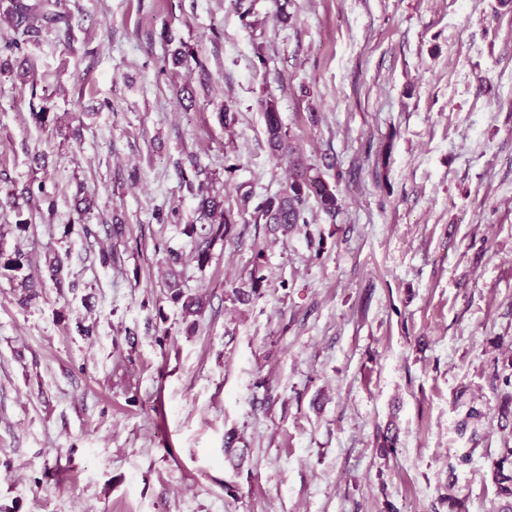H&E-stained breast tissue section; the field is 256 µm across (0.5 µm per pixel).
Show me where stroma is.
Instances as JSON below:
<instances>
[{
  "instance_id": "obj_1",
  "label": "stroma",
  "mask_w": 512,
  "mask_h": 512,
  "mask_svg": "<svg viewBox=\"0 0 512 512\" xmlns=\"http://www.w3.org/2000/svg\"><path fill=\"white\" fill-rule=\"evenodd\" d=\"M62 9L71 35L0 71V249L37 285L24 304L0 277V512H502L512 0ZM193 158L232 230L181 269L204 301L189 334L165 271L201 221ZM300 162L336 210L257 221ZM32 179L55 210L20 233L6 194Z\"/></svg>"
}]
</instances>
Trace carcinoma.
<instances>
[{
	"label": "carcinoma",
	"mask_w": 512,
	"mask_h": 512,
	"mask_svg": "<svg viewBox=\"0 0 512 512\" xmlns=\"http://www.w3.org/2000/svg\"><path fill=\"white\" fill-rule=\"evenodd\" d=\"M60 0H8V5L3 10L4 18L11 25L15 33L12 40L5 42L3 49L15 52L21 46L28 43L40 34L52 27H64L65 34H70V16L60 11ZM269 140L273 147L279 148L284 141L281 121L275 108L269 106L265 111ZM310 169L297 170L295 178L288 185L287 193L282 197H270L257 206L258 217L269 224H298L306 223L303 217L306 209L308 195L314 194L317 201L328 212L336 210V197L328 189L320 177L309 175ZM189 190L198 199V210L205 224H186L182 233L190 239L191 253L197 267L203 268L211 261L212 246L228 237L231 231L224 213V200L213 194L212 185L208 180L188 182ZM13 205L16 208L17 220L15 230L24 233L30 226V221L25 217L23 206L31 203L45 204L47 210H54V201L51 193L46 190L45 182L37 184L29 183L21 189L10 192ZM29 256L16 249L12 252L0 250V276H6L12 280L20 279L19 286L28 288V278L21 273L29 267ZM65 261L57 253L45 257V269L56 284H62ZM169 299L174 304L181 305L183 319L189 322L188 329L196 327L193 317L202 311L200 299L178 288V284L170 286Z\"/></svg>",
	"instance_id": "cac0c4a2"
}]
</instances>
